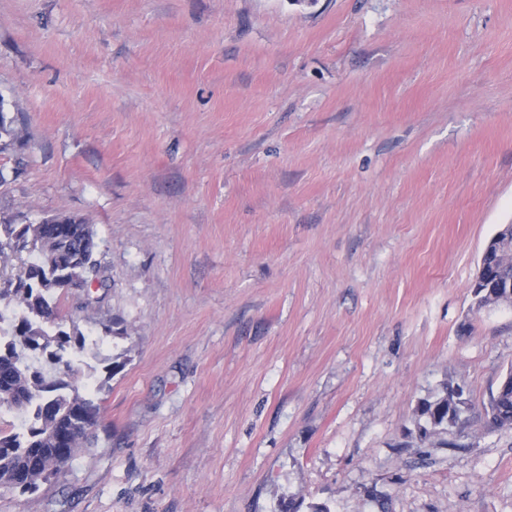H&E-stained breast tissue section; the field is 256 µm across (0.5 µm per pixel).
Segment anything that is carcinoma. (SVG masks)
Instances as JSON below:
<instances>
[{"label":"carcinoma","instance_id":"obj_1","mask_svg":"<svg viewBox=\"0 0 512 512\" xmlns=\"http://www.w3.org/2000/svg\"><path fill=\"white\" fill-rule=\"evenodd\" d=\"M84 224H0V257L17 264L0 267V303L15 304L22 314L12 325L11 338L0 343V399L21 403L25 430H0V485L21 480L19 489L35 491L40 484L59 475L84 448L95 445L96 435L79 425L80 415L99 417V407L82 396L75 385L77 372L63 360L62 352L72 337L64 330L50 333L57 318L53 300L59 289L51 287L65 273L83 277L89 272L70 268L66 259L82 253L94 256V245L83 237ZM485 268L475 284L494 288L500 280H512V264L498 255L484 259ZM453 386L445 384L432 400L418 406L419 439L427 440L448 429V396ZM483 412L498 428H512V388L496 390Z\"/></svg>","mask_w":512,"mask_h":512}]
</instances>
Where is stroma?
<instances>
[{
  "mask_svg": "<svg viewBox=\"0 0 512 512\" xmlns=\"http://www.w3.org/2000/svg\"><path fill=\"white\" fill-rule=\"evenodd\" d=\"M0 100V224L106 281L57 316L97 442L0 512H512V0H0ZM485 268L478 278L472 291L475 299L480 295V288H488L489 291L495 288L499 280H512V264L504 262L498 255L489 254L484 259ZM473 288H476L473 290ZM501 303L512 302V281L498 286ZM453 393L452 384H445L433 399H424L418 406L419 439L425 441L433 435L448 429V396ZM424 420V424L420 421ZM483 412L493 426L512 428V388L501 391L499 385L484 405Z\"/></svg>",
  "mask_w": 512,
  "mask_h": 512,
  "instance_id": "35a3bbf8",
  "label": "stroma"
}]
</instances>
